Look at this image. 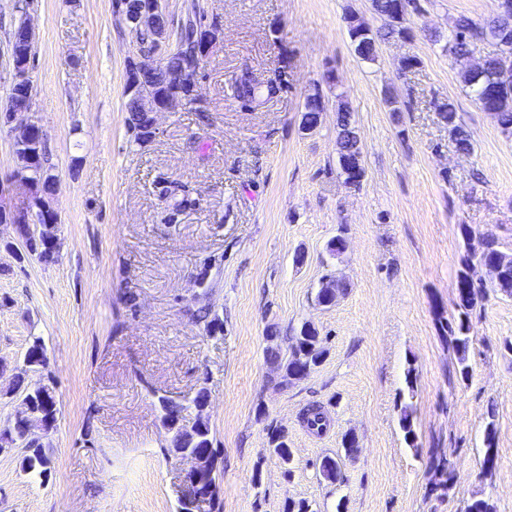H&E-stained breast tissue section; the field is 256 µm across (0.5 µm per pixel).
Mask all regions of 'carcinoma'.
I'll return each mask as SVG.
<instances>
[{
    "label": "carcinoma",
    "instance_id": "cac0c4a2",
    "mask_svg": "<svg viewBox=\"0 0 512 512\" xmlns=\"http://www.w3.org/2000/svg\"><path fill=\"white\" fill-rule=\"evenodd\" d=\"M509 12L502 16L503 24L497 30L489 29V25L478 23L466 16H459L453 21L452 39L448 42V54L454 59L466 55L479 41L486 39L495 33H500L501 45L487 55L485 68L480 71L472 69L464 70L463 82L474 93L480 107L490 113L496 120L501 131L512 134V0H506ZM375 12L386 20V27L374 31L366 24L360 22L356 16L349 17L352 25L348 27L349 37L354 45L355 53L367 60L376 56L378 43L390 37H404L408 34L407 21L411 13L399 10L398 0H372ZM206 26V15L201 6L192 3L176 32L175 44L191 45L197 38L198 30ZM168 33L167 18L159 14L157 29L141 31L137 34V42L142 48H153L159 41L161 34ZM182 59L174 53L169 58V71L151 73L144 77L140 93L144 96H155L160 92H166L173 88L181 89L188 95V104L200 102L197 95L191 93L190 86L194 83V75H189L182 83L177 84L169 79L170 72L180 68ZM232 96L241 102L243 106L256 108L278 97L286 90L285 80L282 74H277L266 80L258 79L248 69L235 76L230 84ZM34 96V85L12 84L10 93L4 106L9 110L17 103ZM320 93L316 92L305 99L302 111V128L312 130L320 122V113L316 112V98ZM125 111L128 113L127 126L134 137V141L140 145L152 141L151 115L140 109L138 99L133 95L125 94ZM435 109L441 120L448 125V132L455 147L468 152H473L474 144L470 134L465 128L456 122L454 105L449 102L435 103ZM337 144L339 155L346 153L354 157V162H359L362 155V147L352 122V113L346 103H341L336 113ZM36 152V160L24 167L23 180L28 185L33 204L46 203V197L50 196L55 185L53 176L47 168L46 142L36 136L33 138ZM155 192L159 197L172 202V215L182 213L196 206L195 197L188 185L178 181H170L161 175L153 181ZM58 214L47 212L45 223L37 228L28 224L17 225V232L21 240V247L26 255H35L45 263L55 260L62 247V241L58 236ZM501 255V250L496 240L492 239L477 249H470L462 259V266L473 264L486 265L495 257ZM456 310L457 314L447 322L448 337L456 351L460 361L466 360V354L470 343V312L478 302L489 297V292L512 296V264L505 270H500L490 276L488 282L480 285L464 287L462 280L456 283ZM194 319L207 322V329L216 333L221 331L222 322L210 307L202 306L192 312ZM296 348L287 359H281L277 349H268V356L277 368L282 370V376L275 381L278 387L290 385L305 378L312 370L319 366L326 355L322 346L319 333L310 324H303L298 336L294 337ZM26 362L30 365H46L44 346L39 338H34L29 346ZM23 401L28 404V418L35 421L45 429L54 426L57 417L54 388L47 386L39 390H26ZM159 406L162 412L163 425L173 432L172 448L184 456L197 452L205 453L211 460V468L206 476L199 481V487L192 492V498L181 501L180 512H192L193 502L201 499L210 504L218 499L219 483L217 482V454L213 448L211 431L207 421L198 420L191 430L187 431L180 425L183 405L175 403L165 397L159 398ZM307 426L318 432L326 426V417L318 407L307 409L305 414ZM21 445L27 449V455L23 457L22 469L31 471L36 468L46 469L51 463L50 457L44 448L28 440L27 423L20 421L14 427L0 434V445ZM440 480L434 490L441 495L448 494L453 485V471L450 463L442 459L436 465ZM321 476L332 483L341 479V468L338 459L326 456L320 464Z\"/></svg>",
    "mask_w": 512,
    "mask_h": 512
}]
</instances>
